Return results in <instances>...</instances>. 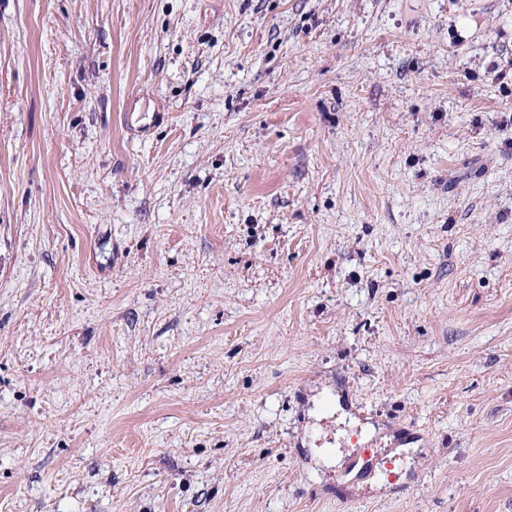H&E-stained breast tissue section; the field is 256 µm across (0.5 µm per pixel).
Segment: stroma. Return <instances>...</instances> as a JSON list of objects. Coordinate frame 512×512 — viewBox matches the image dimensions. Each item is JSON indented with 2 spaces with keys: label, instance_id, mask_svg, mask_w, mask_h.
<instances>
[{
  "label": "stroma",
  "instance_id": "stroma-1",
  "mask_svg": "<svg viewBox=\"0 0 512 512\" xmlns=\"http://www.w3.org/2000/svg\"><path fill=\"white\" fill-rule=\"evenodd\" d=\"M0 512H512V0H0Z\"/></svg>",
  "mask_w": 512,
  "mask_h": 512
}]
</instances>
